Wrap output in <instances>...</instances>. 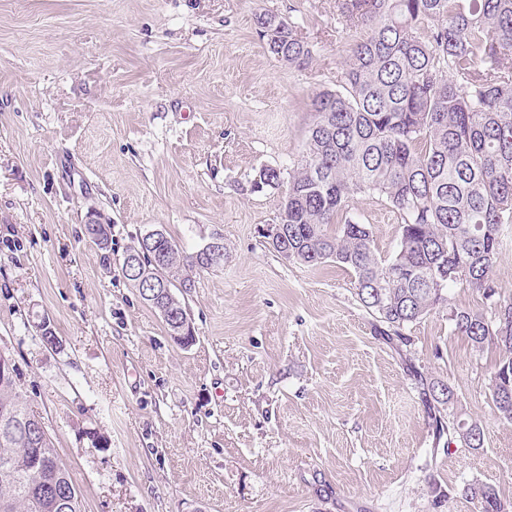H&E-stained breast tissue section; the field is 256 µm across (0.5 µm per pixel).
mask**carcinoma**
I'll return each mask as SVG.
<instances>
[{
    "instance_id": "1",
    "label": "carcinoma",
    "mask_w": 512,
    "mask_h": 512,
    "mask_svg": "<svg viewBox=\"0 0 512 512\" xmlns=\"http://www.w3.org/2000/svg\"><path fill=\"white\" fill-rule=\"evenodd\" d=\"M355 30L342 90L313 100L317 121L308 152L291 176L279 225L285 236L273 249L308 265L333 261L350 270L356 295L379 333L401 329L446 301L448 286L466 283L487 299L497 294L490 273L500 256L501 232L512 224V0H336ZM435 21L419 33L421 24ZM257 26L270 53L303 67L312 50L281 17L261 14ZM377 194L402 216L394 256L380 259L365 224L339 222L354 196ZM165 262L156 275L169 283L159 307L187 317L177 294L194 270H208L167 236L156 246ZM454 331L476 351H503L490 393L501 419L512 423V397L501 396L512 377V302L499 304L494 321L460 308L450 311ZM421 399L437 427L454 403L451 386L417 375ZM21 379L0 381V411L27 414ZM452 434L466 447H483L473 419L452 418ZM27 435L0 425V512H81L60 507L56 486H71L64 466L53 478L31 463ZM461 496L480 512H512L489 483H468Z\"/></svg>"
}]
</instances>
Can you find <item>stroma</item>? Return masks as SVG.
Segmentation results:
<instances>
[{
	"label": "stroma",
	"mask_w": 512,
	"mask_h": 512,
	"mask_svg": "<svg viewBox=\"0 0 512 512\" xmlns=\"http://www.w3.org/2000/svg\"><path fill=\"white\" fill-rule=\"evenodd\" d=\"M262 14L295 26L308 65L269 53ZM352 42L336 0H0V351L82 512H478L459 495L474 481L512 501V424L490 396L501 353L448 320L512 301V227L496 297L449 287L403 348L348 270L264 237ZM266 166L280 179L256 187ZM346 216L394 254L391 207L359 195ZM97 223L110 249L85 236ZM157 228L189 254L224 237L223 267L184 294L186 347L121 274ZM419 373L452 386L482 448L436 439Z\"/></svg>",
	"instance_id": "1"
}]
</instances>
